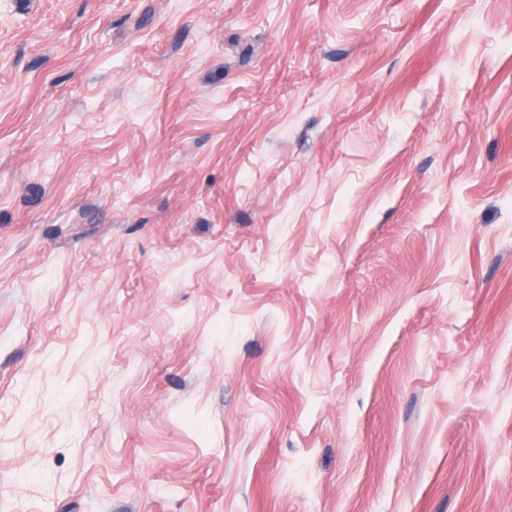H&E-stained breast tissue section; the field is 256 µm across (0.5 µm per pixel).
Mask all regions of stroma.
Listing matches in <instances>:
<instances>
[{"mask_svg":"<svg viewBox=\"0 0 512 512\" xmlns=\"http://www.w3.org/2000/svg\"><path fill=\"white\" fill-rule=\"evenodd\" d=\"M0 512H512V0H0Z\"/></svg>","mask_w":512,"mask_h":512,"instance_id":"1","label":"stroma"}]
</instances>
